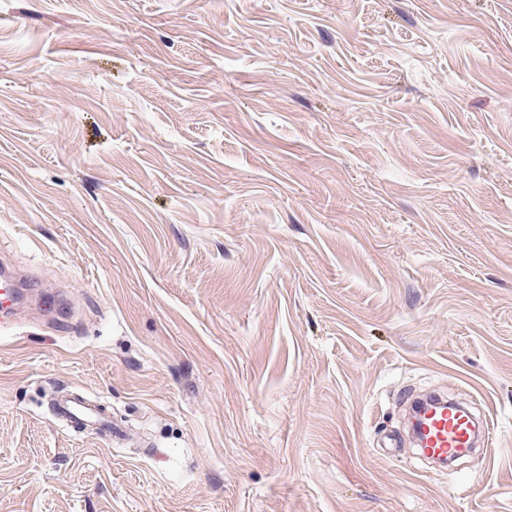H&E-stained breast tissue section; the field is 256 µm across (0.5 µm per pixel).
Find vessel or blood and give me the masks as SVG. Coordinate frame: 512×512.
Here are the masks:
<instances>
[{"label":"vessel or blood","mask_w":512,"mask_h":512,"mask_svg":"<svg viewBox=\"0 0 512 512\" xmlns=\"http://www.w3.org/2000/svg\"><path fill=\"white\" fill-rule=\"evenodd\" d=\"M58 414L70 421L93 427L102 423L98 407L76 393L62 398ZM421 454L438 464H448L465 456L474 444L476 424L470 412L447 399H435L431 408L415 407L412 420Z\"/></svg>","instance_id":"obj_1"}]
</instances>
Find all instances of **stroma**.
I'll use <instances>...</instances> for the list:
<instances>
[{"label": "stroma", "instance_id": "1", "mask_svg": "<svg viewBox=\"0 0 512 512\" xmlns=\"http://www.w3.org/2000/svg\"><path fill=\"white\" fill-rule=\"evenodd\" d=\"M4 262L0 512H512V0H0ZM57 412L69 421L85 424L86 428L101 424L104 419L99 408L83 400L78 393H70L62 398L57 405ZM419 399L413 402L412 425L420 453L442 465L465 456L473 447L476 433L470 412L462 405L448 403L445 398ZM430 401L435 405L424 410L423 406Z\"/></svg>", "mask_w": 512, "mask_h": 512}]
</instances>
